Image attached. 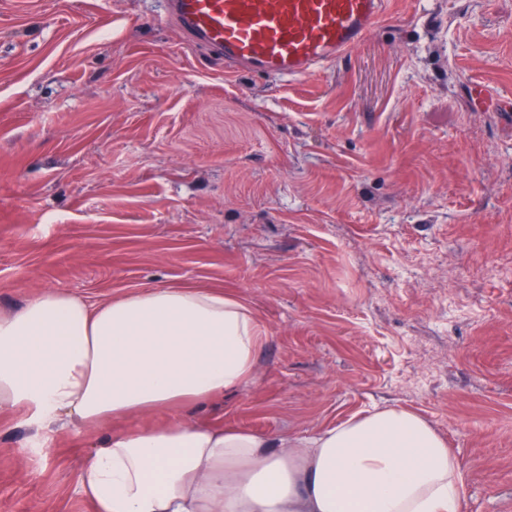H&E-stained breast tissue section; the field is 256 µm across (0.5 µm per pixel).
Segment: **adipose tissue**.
Segmentation results:
<instances>
[{"mask_svg":"<svg viewBox=\"0 0 512 512\" xmlns=\"http://www.w3.org/2000/svg\"><path fill=\"white\" fill-rule=\"evenodd\" d=\"M262 341L252 310L213 289L143 286L98 306L47 290L0 314V409L76 431L171 411L95 447L79 474L94 512H462L459 462L411 410L278 439L180 417L251 381Z\"/></svg>","mask_w":512,"mask_h":512,"instance_id":"obj_1","label":"adipose tissue"}]
</instances>
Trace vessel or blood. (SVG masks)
<instances>
[{
	"label": "vessel or blood",
	"instance_id": "b4317fda",
	"mask_svg": "<svg viewBox=\"0 0 512 512\" xmlns=\"http://www.w3.org/2000/svg\"><path fill=\"white\" fill-rule=\"evenodd\" d=\"M386 8V0H166L161 18L177 27L184 45L223 60L225 73L285 81L358 47ZM469 93L477 111L512 110L482 83H470Z\"/></svg>",
	"mask_w": 512,
	"mask_h": 512
}]
</instances>
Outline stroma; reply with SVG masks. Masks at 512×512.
Instances as JSON below:
<instances>
[{
	"label": "stroma",
	"mask_w": 512,
	"mask_h": 512,
	"mask_svg": "<svg viewBox=\"0 0 512 512\" xmlns=\"http://www.w3.org/2000/svg\"><path fill=\"white\" fill-rule=\"evenodd\" d=\"M159 0H0V313L213 288L266 337L189 419L309 436L383 407L448 442L464 512H512V0H389L336 63L228 76ZM95 432L0 412V512H93ZM469 93L471 107L480 112H487L490 110L508 112L512 106L510 99H501L490 92L484 84L479 82L470 83Z\"/></svg>",
	"instance_id": "1"
}]
</instances>
